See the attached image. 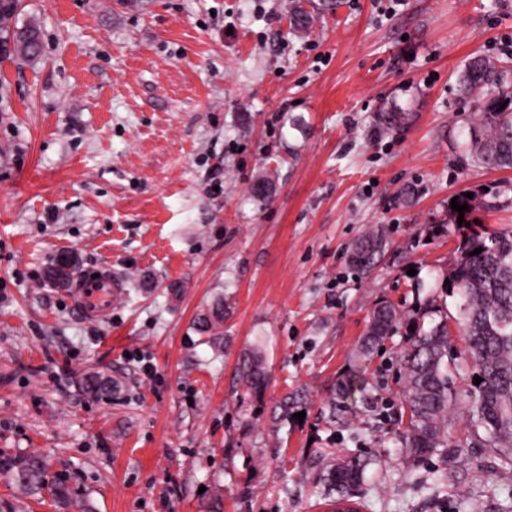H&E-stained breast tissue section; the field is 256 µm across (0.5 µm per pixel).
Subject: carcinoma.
<instances>
[{
    "instance_id": "cac0c4a2",
    "label": "carcinoma",
    "mask_w": 512,
    "mask_h": 512,
    "mask_svg": "<svg viewBox=\"0 0 512 512\" xmlns=\"http://www.w3.org/2000/svg\"><path fill=\"white\" fill-rule=\"evenodd\" d=\"M19 6L20 0H0V43L11 42L21 58L36 60L41 55L38 30L12 26ZM310 16L301 3H295L289 17L292 30L307 28ZM511 74L497 62L474 55L458 75L463 94L480 96L470 145L477 161L493 171L512 170ZM379 120L393 129L406 117L404 110L394 105L382 111ZM452 228L459 245L446 279L461 297L459 316L469 359L482 381L463 398H457L451 380L461 375L464 364L448 356V318L427 326L424 316L403 313L387 302L373 309L360 351L367 355L398 328L405 329L403 401L408 408V425L403 440L408 456L423 459L437 453L451 460L459 457L463 444L448 432V413L461 402L471 428L466 440L490 448L499 461V472L512 474V231L477 232L455 221ZM382 245L381 233L364 236L353 248V265L362 270L370 268ZM479 247L481 253L470 255ZM240 376L255 393L267 382L265 367L256 355L243 358ZM84 384L97 397L112 388L111 382L99 375L85 377ZM370 464L368 457H333L325 465L326 480L339 489L343 498L364 484ZM46 474L44 459L31 455L15 470L13 478L21 489L35 491L45 486ZM51 495L62 506L76 499L64 478L55 481Z\"/></svg>"
}]
</instances>
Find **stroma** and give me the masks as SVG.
<instances>
[{
  "label": "stroma",
  "mask_w": 512,
  "mask_h": 512,
  "mask_svg": "<svg viewBox=\"0 0 512 512\" xmlns=\"http://www.w3.org/2000/svg\"><path fill=\"white\" fill-rule=\"evenodd\" d=\"M290 2L22 0L42 54L0 50V463L45 457L77 503L0 470V512H325L328 452L373 458L363 512L512 503L487 448L449 468L406 458L403 338L357 349L378 302L436 299L466 357L441 288L459 238L441 227L469 192L472 224L512 230V170L468 150L457 77L475 52L512 64V0H404L392 17L388 0H303L302 32ZM395 102L409 118L390 130ZM374 230L386 247L363 272L351 251ZM103 265L127 294L94 320L70 288ZM218 303L215 340L199 320ZM255 350L258 394L239 378ZM295 393L303 420L280 419Z\"/></svg>",
  "instance_id": "1"
}]
</instances>
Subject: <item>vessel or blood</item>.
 I'll list each match as a JSON object with an SVG mask.
<instances>
[{
    "instance_id": "1",
    "label": "vessel or blood",
    "mask_w": 512,
    "mask_h": 512,
    "mask_svg": "<svg viewBox=\"0 0 512 512\" xmlns=\"http://www.w3.org/2000/svg\"><path fill=\"white\" fill-rule=\"evenodd\" d=\"M75 306L83 315L105 319L126 295V282L110 268H99L97 274H84L71 289Z\"/></svg>"
}]
</instances>
